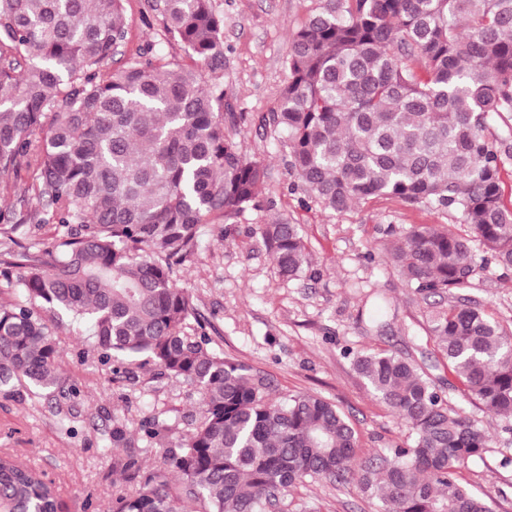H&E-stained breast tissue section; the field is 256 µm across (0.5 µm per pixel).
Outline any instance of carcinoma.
Returning <instances> with one entry per match:
<instances>
[{
	"label": "carcinoma",
	"mask_w": 512,
	"mask_h": 512,
	"mask_svg": "<svg viewBox=\"0 0 512 512\" xmlns=\"http://www.w3.org/2000/svg\"><path fill=\"white\" fill-rule=\"evenodd\" d=\"M126 0H0V235L67 228L42 263L19 253L22 304H0V389L59 385L44 308L88 324L119 365L140 358L201 395L187 438L163 449L147 483L113 512H269L291 487L357 481L381 512H493L461 478L487 432L414 362L359 353L354 368L412 442L364 461L349 416L315 395L274 400L267 378L197 339L192 294L173 278L203 228L245 211L265 178L224 111V19L213 0H154L165 38L197 67L160 58L102 66L126 37ZM288 82L270 124L288 165L321 206L376 197L445 209L469 229L410 231L385 261L423 299L442 367L485 409L512 418V336L483 309L448 302L477 270L479 245L512 268V200L487 131L512 116V0H325L291 38ZM214 74L206 80L202 69ZM279 272L308 250L296 225L266 224ZM115 466L146 463L112 426ZM52 485L0 454V512H58Z\"/></svg>",
	"instance_id": "obj_1"
}]
</instances>
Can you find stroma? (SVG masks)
<instances>
[{"label":"stroma","mask_w":512,"mask_h":512,"mask_svg":"<svg viewBox=\"0 0 512 512\" xmlns=\"http://www.w3.org/2000/svg\"><path fill=\"white\" fill-rule=\"evenodd\" d=\"M151 0H126V37L113 66L138 57L161 56L189 64L180 44L166 40ZM324 0H214L224 17L220 80L226 100L240 116L236 138L245 154L263 161L266 177L253 204L240 215L209 227L190 262L176 277L195 300L207 336L225 358L267 376L272 397L312 394L337 404L358 433L360 457L403 444L408 430L373 394L353 367L357 352L388 351L433 371L439 354L427 335L428 305L382 264V250L412 229L458 225L449 211L378 197L346 211L322 207L288 166L289 148L266 118L279 104L288 80L285 61L294 32ZM295 224L310 254L297 280L283 277L266 248L262 227ZM62 232L55 224H25L0 236V257L42 243ZM466 302L484 309L512 333V268L488 264L469 288ZM60 353V390L55 394L17 388L0 392V453L51 482L60 512H112L115 499L135 493L139 481L112 468V421L127 420L132 447L152 452L190 434L199 418L200 396L190 386L162 377L153 364L118 374L112 360L87 340V331L53 321ZM490 437L483 460L462 478L491 502L512 512V420L485 410L461 391L451 394ZM160 424L155 438L144 434ZM292 512H377L356 484L324 480L297 485L288 494Z\"/></svg>","instance_id":"35a3bbf8"}]
</instances>
